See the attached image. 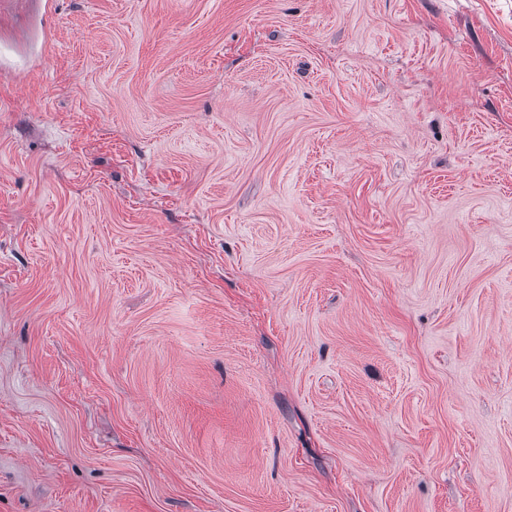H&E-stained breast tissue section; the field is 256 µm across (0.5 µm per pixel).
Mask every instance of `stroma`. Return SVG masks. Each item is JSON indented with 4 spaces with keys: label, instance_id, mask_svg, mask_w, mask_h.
<instances>
[{
    "label": "stroma",
    "instance_id": "obj_1",
    "mask_svg": "<svg viewBox=\"0 0 512 512\" xmlns=\"http://www.w3.org/2000/svg\"><path fill=\"white\" fill-rule=\"evenodd\" d=\"M0 512H512V0H0Z\"/></svg>",
    "mask_w": 512,
    "mask_h": 512
}]
</instances>
